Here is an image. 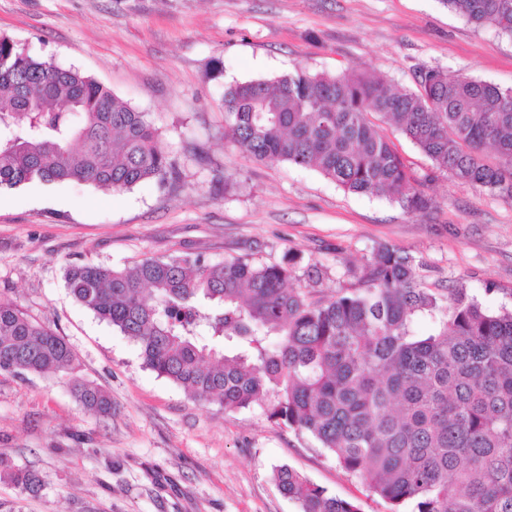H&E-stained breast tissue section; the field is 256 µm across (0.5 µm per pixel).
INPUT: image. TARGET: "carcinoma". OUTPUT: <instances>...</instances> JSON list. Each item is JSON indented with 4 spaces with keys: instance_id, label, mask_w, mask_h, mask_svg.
Returning a JSON list of instances; mask_svg holds the SVG:
<instances>
[{
    "instance_id": "cac0c4a2",
    "label": "carcinoma",
    "mask_w": 512,
    "mask_h": 512,
    "mask_svg": "<svg viewBox=\"0 0 512 512\" xmlns=\"http://www.w3.org/2000/svg\"><path fill=\"white\" fill-rule=\"evenodd\" d=\"M480 28L512 37V0H441ZM224 136L259 161L318 170L342 190L429 208L439 171L512 200V87L423 70L416 89L351 69L298 68L224 88ZM388 124L433 162L414 177ZM496 152L489 163L484 148ZM176 160L148 114L74 68L34 58L0 36V189L39 181L115 194L175 182ZM422 263L384 246L349 270L354 288L317 300L322 265L292 287L293 265L242 257H146L123 268L70 263L66 288L138 342L146 367L203 403L311 434L340 467L412 512H512V309L483 308L460 284L441 297ZM429 331L414 329L417 318ZM237 351L224 353L227 340ZM56 332L0 301V371L65 372L76 401L112 416L111 395L76 374ZM0 478L29 494L40 480L0 454ZM280 492L300 512H360L286 465Z\"/></svg>"
}]
</instances>
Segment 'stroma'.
Returning a JSON list of instances; mask_svg holds the SVG:
<instances>
[{
  "instance_id": "obj_1",
  "label": "stroma",
  "mask_w": 512,
  "mask_h": 512,
  "mask_svg": "<svg viewBox=\"0 0 512 512\" xmlns=\"http://www.w3.org/2000/svg\"><path fill=\"white\" fill-rule=\"evenodd\" d=\"M1 34L149 113L182 179L114 195L77 183L0 190V298L63 336L79 376L112 396L103 418L79 405L64 374L0 373V454L41 481L23 495L0 480V512H298L273 481L284 464L361 512H390L315 438L262 405L228 413L146 368L135 340L72 298L64 268L294 257L299 284L308 263L324 265L318 291L330 296L388 244L423 264L430 287L461 281L485 308L512 307V200L444 173L417 214L384 195L344 192L315 169L242 153L224 137L221 102L231 83L297 68L366 69L401 89L441 68L511 87L512 38L441 0H0ZM228 173L240 182L231 193Z\"/></svg>"
}]
</instances>
